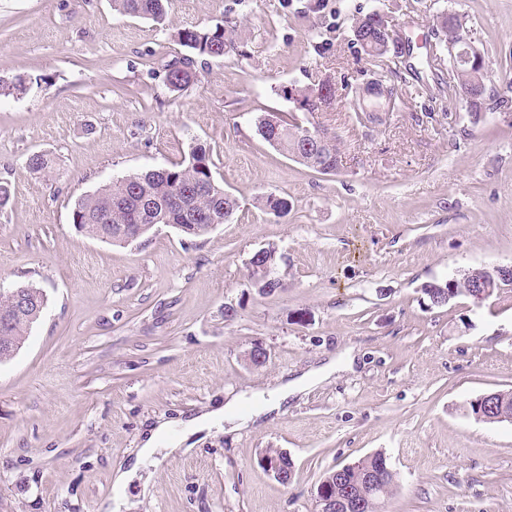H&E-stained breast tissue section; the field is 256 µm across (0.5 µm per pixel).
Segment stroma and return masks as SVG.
<instances>
[{
  "label": "stroma",
  "mask_w": 512,
  "mask_h": 512,
  "mask_svg": "<svg viewBox=\"0 0 512 512\" xmlns=\"http://www.w3.org/2000/svg\"><path fill=\"white\" fill-rule=\"evenodd\" d=\"M379 12L414 51L367 58L357 14ZM459 15L484 56L489 94L512 99V0H174L167 27L112 0H0V286L33 285L45 308L0 363V512H107L116 468L143 434L353 349L341 370L234 433L157 453L122 512H315L331 468L385 453L381 512H512V423L466 403L512 389V289L433 305L426 285L512 265V116L473 121L438 34ZM240 21L238 50L182 92L165 86L175 29ZM362 70L395 90L381 122L337 98L316 122L341 139L336 173L271 147L255 120L290 113L284 88ZM210 150L236 211L202 236L158 226L136 242L92 239L75 201L112 179ZM54 159L48 178L26 165ZM287 199L269 215L267 195ZM277 251L283 282L259 294L249 260ZM234 307L225 319V307ZM265 364L246 356L255 343ZM295 463L280 483L266 449ZM152 494L142 497L143 481Z\"/></svg>",
  "instance_id": "1"
}]
</instances>
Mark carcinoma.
<instances>
[{
	"instance_id": "carcinoma-1",
	"label": "carcinoma",
	"mask_w": 512,
	"mask_h": 512,
	"mask_svg": "<svg viewBox=\"0 0 512 512\" xmlns=\"http://www.w3.org/2000/svg\"><path fill=\"white\" fill-rule=\"evenodd\" d=\"M169 0H113L118 12L131 17L151 20L163 24L167 20ZM438 23L448 43H454L460 35L461 24L454 13L438 16ZM386 21L377 13L366 14L355 20L354 39L369 37L373 44L385 42L381 27ZM237 25L231 21L209 27L183 28L174 32V37L186 51L174 57L166 65L165 81L169 90L180 92L197 80L200 69L211 59H222L237 50ZM456 77L460 87H472L473 93L467 101L469 111L478 116L487 110L506 108L507 99H493L487 95V86H476L478 77L467 67H458ZM324 85V79L297 90L298 110L314 114L330 107V99L336 91L330 89L327 95L315 96L317 87ZM350 97L346 101L349 111L361 115L367 112L366 102L380 99L384 93L383 84L371 82L365 85L354 82L346 84ZM256 128L261 138L269 145L291 157L307 155L304 135L307 130L286 116L278 117L277 126L265 122V115L256 118ZM341 156V142L332 135L331 144L319 154L317 166L322 173H334ZM28 168L39 174L53 175L56 168L47 155L34 153L27 161ZM215 163L210 152L199 145L190 146L188 158L179 163L151 169L141 174H132L112 180L93 192L77 199L72 211V221L86 235L103 242L131 243L136 237L139 225L148 233L159 224L172 226L180 231L194 224L198 235L210 232L211 224H222L237 207L236 199L224 192V186L217 180ZM431 301L446 304L463 297V289L447 281L425 288ZM33 311L19 313L11 293L0 291V363L13 357L20 349L35 320ZM263 460L278 465L283 474L281 483L290 482L294 463L279 451L269 448ZM387 458L375 453L355 462L345 471L332 468L324 476V500L336 504L335 512H379V505L394 486L387 472Z\"/></svg>"
}]
</instances>
